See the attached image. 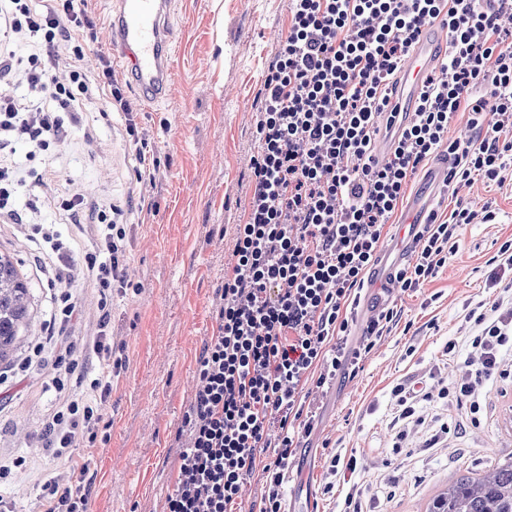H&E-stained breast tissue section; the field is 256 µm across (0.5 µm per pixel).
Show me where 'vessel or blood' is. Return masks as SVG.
Masks as SVG:
<instances>
[{
  "label": "vessel or blood",
  "mask_w": 512,
  "mask_h": 512,
  "mask_svg": "<svg viewBox=\"0 0 512 512\" xmlns=\"http://www.w3.org/2000/svg\"><path fill=\"white\" fill-rule=\"evenodd\" d=\"M169 16L170 0H117L108 25L110 44L120 49L139 94L149 102L168 97L175 86ZM443 30L441 23H433L413 44L398 74L402 98H417Z\"/></svg>",
  "instance_id": "vessel-or-blood-1"
}]
</instances>
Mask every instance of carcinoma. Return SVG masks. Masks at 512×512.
<instances>
[{"label": "carcinoma", "instance_id": "carcinoma-1", "mask_svg": "<svg viewBox=\"0 0 512 512\" xmlns=\"http://www.w3.org/2000/svg\"><path fill=\"white\" fill-rule=\"evenodd\" d=\"M30 320L28 285L11 257L0 253V362L18 350ZM427 512H512V462L486 476L458 480Z\"/></svg>", "mask_w": 512, "mask_h": 512}]
</instances>
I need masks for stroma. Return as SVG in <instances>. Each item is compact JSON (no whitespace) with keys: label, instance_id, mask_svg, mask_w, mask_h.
I'll use <instances>...</instances> for the list:
<instances>
[{"label":"stroma","instance_id":"obj_1","mask_svg":"<svg viewBox=\"0 0 512 512\" xmlns=\"http://www.w3.org/2000/svg\"><path fill=\"white\" fill-rule=\"evenodd\" d=\"M176 34V84L165 100L138 94L125 63L112 66L125 82L138 127L149 131L160 168L154 182L138 179L125 116L85 101L82 122L60 142L51 179L25 177L17 207L37 206V222L57 231L81 252L94 238L88 216L72 220L57 209L63 191L88 205L122 210L125 265L130 285L113 294L108 327H101L97 293L85 279L67 283L76 318L71 342L111 336L121 368L105 406L110 439L91 461L89 512H162L177 477V431L193 401L196 359L217 333V290L233 263L236 227L244 223L253 189L251 159L258 150L256 113L268 66L288 31L287 0H171ZM449 215L457 203L493 221L462 225L459 247L436 277L414 291L368 278L353 314L349 351L363 340L366 310L393 308L399 323L363 356L358 373L337 376L317 402V425L288 469L286 512H341L346 487L324 493L333 453H355L352 477L369 512H427L432 499L463 476L481 475L512 459V377L482 388L478 425L464 404L439 397L477 352L469 314L485 312L512 296V271H500L498 250L512 239V177L482 179L459 189L435 186L417 170L382 247L400 252L414 203ZM10 252L33 294V318L21 348L29 353L47 334L52 312L47 258L23 226L0 223V252ZM455 354H448L449 341ZM50 369H31L18 383L0 387V458L24 457L0 492L14 512H37L41 487L60 463L38 441L55 402L46 390ZM422 380L430 392L416 420L401 419L394 385ZM449 433H441L442 424Z\"/></svg>","mask_w":512,"mask_h":512}]
</instances>
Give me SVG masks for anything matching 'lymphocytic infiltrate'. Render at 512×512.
Returning a JSON list of instances; mask_svg holds the SVG:
<instances>
[{
  "mask_svg": "<svg viewBox=\"0 0 512 512\" xmlns=\"http://www.w3.org/2000/svg\"><path fill=\"white\" fill-rule=\"evenodd\" d=\"M90 0H0V222L19 224L22 182L14 160L48 154L79 126L80 104L99 98L127 114L126 132L138 176L154 179L160 162L131 118L108 56L83 68L100 24ZM288 33L269 66L256 123L259 150L252 159L254 192L237 228L235 264L218 290L216 336L197 359L195 398L178 429L181 442L175 488L164 512H236L254 470L265 478L257 512H285L288 466L315 428L306 409L307 383L331 384L350 363L348 310L376 264L384 230L419 166L445 151L456 158L449 184L474 177L503 183L512 168V0H287ZM442 22L448 49L429 71L412 118L391 104L403 61L422 29ZM30 44V54L16 48ZM23 71L22 86L13 74ZM469 112L479 142L449 141L448 125ZM395 130L390 155L376 160L380 124ZM476 215L457 206L449 219L431 215L418 237L415 262L393 280L402 291L435 277L458 248L457 229ZM30 237L55 255L54 279L80 276L97 288L101 324H109L112 294L126 288L125 227L98 211L95 249L83 260L49 224L28 226ZM51 333L0 384L53 355L50 387L61 399L38 438L67 474L43 485L41 512H88L89 462L68 453L75 439L95 450L106 429L104 405L112 393V347H57L75 318L68 291L54 297ZM471 339L478 362L466 365L445 397L467 404L479 424L480 390L507 377L502 356L512 350V313L478 314ZM99 369L82 393L69 381L87 354Z\"/></svg>",
  "mask_w": 512,
  "mask_h": 512,
  "instance_id": "f902f5d3",
  "label": "lymphocytic infiltrate"
}]
</instances>
